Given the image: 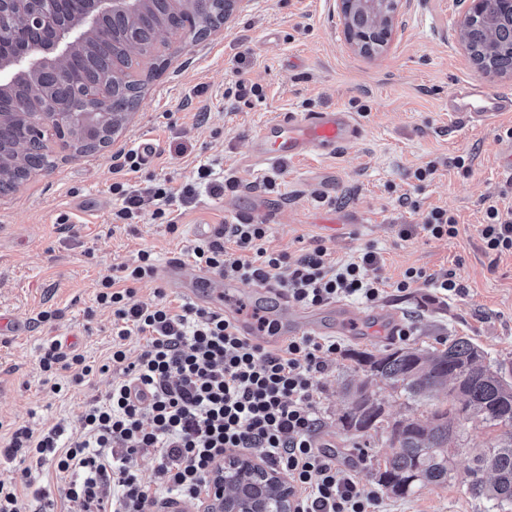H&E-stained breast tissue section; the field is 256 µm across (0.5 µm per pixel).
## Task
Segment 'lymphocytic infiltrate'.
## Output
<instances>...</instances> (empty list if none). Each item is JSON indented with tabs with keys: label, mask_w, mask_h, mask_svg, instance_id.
I'll return each instance as SVG.
<instances>
[{
	"label": "lymphocytic infiltrate",
	"mask_w": 512,
	"mask_h": 512,
	"mask_svg": "<svg viewBox=\"0 0 512 512\" xmlns=\"http://www.w3.org/2000/svg\"><path fill=\"white\" fill-rule=\"evenodd\" d=\"M212 174L209 166H199L196 183L178 192L154 179L113 182L112 221L136 224L148 215L175 229L172 207L195 202L197 182L215 196L235 188L234 180L215 182ZM485 215L480 235L487 249L512 253V206L491 205ZM267 232L266 225L250 221L228 224L191 255L196 265L225 278L275 283L301 306L351 296L373 303L385 293L388 280L378 274V252L332 262L319 245L293 258L268 251ZM155 270L151 253L142 250L99 277L95 302L112 313L110 361L119 374L104 398L84 411L83 438L63 447L62 426L38 435L23 427L0 447V458L8 461L23 456L51 463L57 479L56 487L41 485L27 468L21 484L0 482V512H20L21 486L40 512H152L173 498L198 507L215 465L250 449L287 476L294 512H375L377 496L360 490L336 451L316 441L320 379L336 341L293 336L268 349L210 308L190 302L171 308L160 288L157 303L132 304L134 285L152 280ZM133 335L145 337L146 344L131 361L123 343ZM39 365L47 378L66 375L75 384L95 370L83 353L64 350L58 340L45 347ZM143 453L154 462L147 482L135 467Z\"/></svg>",
	"instance_id": "obj_1"
}]
</instances>
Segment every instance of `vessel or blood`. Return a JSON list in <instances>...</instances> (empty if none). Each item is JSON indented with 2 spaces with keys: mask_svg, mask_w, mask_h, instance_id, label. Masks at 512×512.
Listing matches in <instances>:
<instances>
[{
  "mask_svg": "<svg viewBox=\"0 0 512 512\" xmlns=\"http://www.w3.org/2000/svg\"><path fill=\"white\" fill-rule=\"evenodd\" d=\"M448 110L465 122L481 126L503 112H512V96L484 89L473 82L459 84L448 96ZM359 134V128L349 113L336 110L309 112L299 115L280 113L266 122L252 142V155L257 162L274 163L316 152L335 153ZM161 279L178 289L197 304H205L212 287L233 291L235 283L225 281L223 274L206 269L188 271L184 258L169 257L159 271ZM277 333L259 337L262 345L275 348L288 337L319 332L314 312L300 309L287 296H277Z\"/></svg>",
  "mask_w": 512,
  "mask_h": 512,
  "instance_id": "vessel-or-blood-1",
  "label": "vessel or blood"
}]
</instances>
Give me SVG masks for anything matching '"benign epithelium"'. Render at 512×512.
Returning a JSON list of instances; mask_svg holds the SVG:
<instances>
[{"instance_id": "obj_1", "label": "benign epithelium", "mask_w": 512, "mask_h": 512, "mask_svg": "<svg viewBox=\"0 0 512 512\" xmlns=\"http://www.w3.org/2000/svg\"><path fill=\"white\" fill-rule=\"evenodd\" d=\"M68 0H0V100L11 102L12 111L0 113V123L10 118L18 128L14 163L20 165L33 145L49 152L45 134L60 135L70 128L69 112L63 107L39 109L35 97L19 93L21 86L35 84L41 75L77 50L88 36L103 33L105 16L133 17L144 0H85L86 9L77 22L68 19ZM459 21V41L479 67L501 76L512 75V0H468ZM172 16V30L163 29L156 42L175 37L173 31L189 22L182 14L184 0H165ZM344 35L359 53L384 49L396 34L404 0H337ZM21 17L31 30L51 28L55 36L43 45L16 51L18 34L8 19ZM94 114L83 113L78 133L81 141L100 150L106 142L98 137ZM276 497L280 512H292L293 504L284 477L266 467L259 458L233 456L212 472L208 486L207 512H267L268 499Z\"/></svg>"}]
</instances>
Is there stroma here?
<instances>
[{"instance_id":"obj_1","label":"stroma","mask_w":512,"mask_h":512,"mask_svg":"<svg viewBox=\"0 0 512 512\" xmlns=\"http://www.w3.org/2000/svg\"><path fill=\"white\" fill-rule=\"evenodd\" d=\"M461 13L459 0H410L389 47L370 57L348 47L336 0H240L204 38L163 49L164 67L108 148L82 155L54 141L51 166L0 197V320L22 326L21 335L0 334V436L61 424L79 437L85 404L110 389L107 371L55 394L39 368L51 339L76 346L95 364L107 363L112 314L95 305L101 274L142 249L160 264L170 254H188L200 224L264 220L267 248L293 257L321 245L331 260L346 262L371 249L383 259L381 275L395 280L410 267L454 272L465 288L457 296L444 298L418 283L404 292L388 289L373 304L349 300L364 318L334 335L340 349L328 356L321 378L319 439L356 470L364 492L377 494L382 512H487L485 502L469 495L465 478L469 449L493 447L494 433L467 426L454 479L401 498L372 475L391 453L385 435L350 436L338 421L348 391L361 385L383 399L388 417L421 418L427 411L368 376L355 352L388 345L432 352L466 336L489 360L512 359V253L488 251L478 232L486 207L506 187L496 159L512 112L471 128L448 110V94L461 81L475 79L512 95V80L475 68L459 43ZM240 78L258 86L260 96L234 98ZM336 109L352 113L360 128L336 154L274 166L252 158L253 138L275 113ZM146 139L156 151L130 182L155 175L177 191L208 163L220 178L236 180L237 189L200 192L192 207L176 211L174 233L148 219L113 225L112 157ZM453 157L463 158L464 167L450 166ZM431 162L435 174L415 180L414 171ZM268 177L274 187H266ZM402 195L417 200L419 209L400 206ZM435 208L454 215L456 237L435 239L423 231ZM406 225L412 233L404 238ZM46 309L56 311V320L36 324ZM385 313L409 336L386 335Z\"/></svg>"}]
</instances>
